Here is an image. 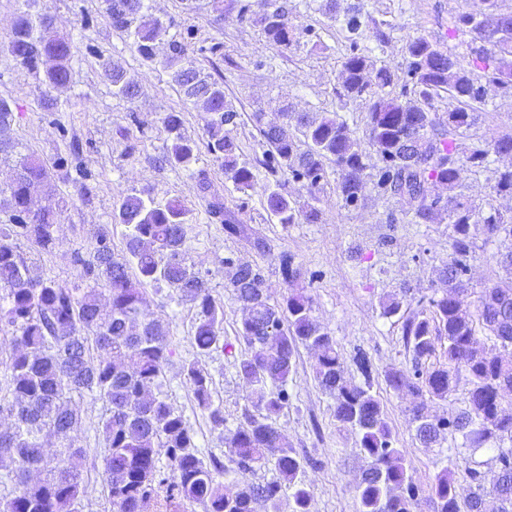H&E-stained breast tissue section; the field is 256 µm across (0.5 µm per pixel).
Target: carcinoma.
I'll list each match as a JSON object with an SVG mask.
<instances>
[{
    "mask_svg": "<svg viewBox=\"0 0 512 512\" xmlns=\"http://www.w3.org/2000/svg\"><path fill=\"white\" fill-rule=\"evenodd\" d=\"M104 2L112 27L133 37L142 57L153 58L155 44L166 36L167 26L148 14L145 0ZM491 5L493 0H482V7L459 22L474 33ZM248 20L273 46L286 49L296 41L285 3L272 11L262 4ZM53 26L47 12L23 13L14 22L7 44L16 63L31 73H43L50 88L68 82L72 49ZM503 26L486 40L490 48H471L473 66L492 71L491 81L512 87V15ZM170 50L166 66L175 68L174 82L186 99L209 115L207 149L213 161L237 189L254 188V173L237 162L238 145L228 126L236 125L238 111L225 98L224 81L180 65L183 45L173 43ZM406 53L408 75L419 87L416 98L403 101L371 92L374 85L383 89L392 84L393 74L388 66L378 68L364 55L351 54L340 73L344 96L372 95L368 141L383 162L376 186L406 199L414 218L429 222L445 212L453 225L451 257L439 271L446 294L430 300V309H421L404 323L413 374L395 370L387 374L386 382L418 399L410 414L422 444L430 446L447 434H460L470 447L483 448L505 436L512 439V248L499 260L507 278L484 289L475 307L463 305L459 295L465 292L462 276L472 250L471 227H481L490 238L502 234L512 238V223L495 216L477 220V208L454 193L464 173L455 158L457 136L474 123L470 102L481 98L480 89L454 55L436 43L411 38ZM104 71L115 94L129 102L138 97L136 82L121 67L108 61ZM372 71L374 84L367 79ZM440 91L448 92L457 106L437 117L428 111L427 103ZM281 116L280 122L264 123L262 113L255 114L268 146L262 164L273 174L303 182L315 200L326 178V164L333 163L338 174L336 190L345 204H356L365 185L366 165L348 125L327 115L294 112L288 105L281 109ZM12 120L9 104L0 100L1 156L13 148L8 137ZM163 123L172 143L159 165L189 167L196 161L195 143L185 136L180 114L168 113ZM489 147L474 150L467 161L479 165L490 151L512 155V136L495 138ZM67 165L68 160L60 156L50 165L24 158L0 190L11 210L10 223L0 225V288L6 290L0 296V324L13 328L8 362L13 399L0 403V416L11 419L12 427L0 429V470H6L14 483L11 496L0 499V512H79L84 451L76 444L80 410L72 403V394L84 390L98 392L108 406L103 481L112 512H148L161 495L168 512H180L187 503L201 506L203 512H256L259 504L267 512H280L284 482L293 489L292 512H310V492L298 479L302 463L288 438L270 422L288 404L285 385L299 344L314 351L315 380L334 397L336 421L355 435L356 447L366 461L357 485L360 512H413L416 486L405 454L393 447L391 428L371 384L356 385L346 379L336 341L313 315L312 297L292 291L281 304L272 305L260 270L231 258L222 261L229 287L248 309L241 335L249 352L238 363V375L250 389L251 408L245 409L243 422L225 434L233 467H224L216 458L206 462L197 455L182 413L148 395L163 375L172 349L166 325L147 312L144 298L145 285L166 283L197 308L192 337L197 353L203 356L219 347L224 313L208 279L188 263L184 247V224L191 209L180 199L162 205L143 192L122 195L112 210V226L121 228L124 255L115 256L111 233L102 228L96 234L93 256H74V263L82 268L80 278L92 280L94 286L58 284L43 278L34 262L21 256L16 241L23 238L45 252L58 245L53 208L34 210L31 203L34 194L50 188V168ZM197 187L210 194V216L224 224L228 234H241L242 225L228 218L223 198L210 192L203 170L197 174ZM444 191L448 196L442 195ZM263 193L267 208L281 224L300 220L314 224L321 217L316 206L299 205L286 179L265 186ZM279 262L284 282L294 286L302 269L285 252ZM103 289L108 292L105 304L100 298ZM480 334L486 341H480ZM442 338L448 342L446 363L422 371V360L434 353L436 340ZM462 375L470 386L469 408L452 418H430L424 399L447 398ZM185 377L213 428L224 429V411L211 399L209 374L193 362L185 368ZM50 432L60 443L51 455L42 443ZM162 453L168 460L165 470L157 466ZM271 460L278 479L265 483L246 479V474ZM493 460L499 473L496 487L485 490L482 473L467 467L475 490L462 502L448 469H443L430 487L438 512H512V448H497ZM220 473H234L239 479L223 485L216 480Z\"/></svg>",
    "mask_w": 512,
    "mask_h": 512,
    "instance_id": "cac0c4a2",
    "label": "carcinoma"
}]
</instances>
